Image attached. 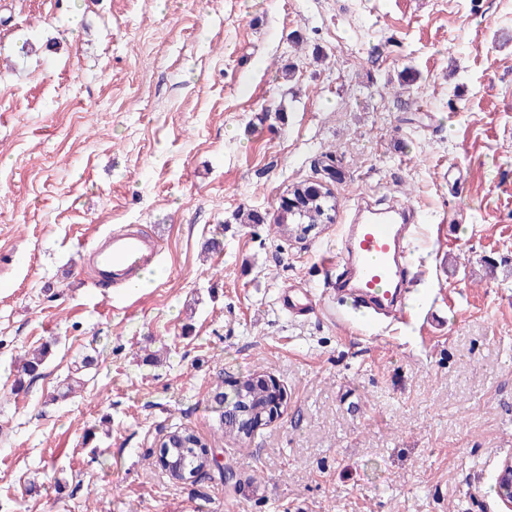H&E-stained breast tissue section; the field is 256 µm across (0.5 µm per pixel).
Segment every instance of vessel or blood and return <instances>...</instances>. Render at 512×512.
<instances>
[{
    "mask_svg": "<svg viewBox=\"0 0 512 512\" xmlns=\"http://www.w3.org/2000/svg\"><path fill=\"white\" fill-rule=\"evenodd\" d=\"M411 214V208L405 205L387 209L357 207L351 223L343 228L339 256L327 259L328 264L343 265L342 278L330 283L322 299L308 288L284 290L280 307L289 314L306 316L324 308L326 300L349 296L377 314L404 319L397 297L408 282L406 244L421 232ZM90 252L99 274L115 284L144 270L159 254L154 240L126 226L97 240Z\"/></svg>",
    "mask_w": 512,
    "mask_h": 512,
    "instance_id": "1",
    "label": "vessel or blood"
}]
</instances>
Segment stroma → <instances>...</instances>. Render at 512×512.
<instances>
[{"instance_id": "1", "label": "stroma", "mask_w": 512, "mask_h": 512, "mask_svg": "<svg viewBox=\"0 0 512 512\" xmlns=\"http://www.w3.org/2000/svg\"><path fill=\"white\" fill-rule=\"evenodd\" d=\"M313 182L332 223L276 228ZM380 198L424 219L408 321L282 312ZM125 224L134 292L82 262ZM256 374L287 403L224 438ZM180 428L223 470L170 479ZM508 457L512 0H0V512H502ZM496 483L503 505L512 511V459H505L498 473Z\"/></svg>"}]
</instances>
